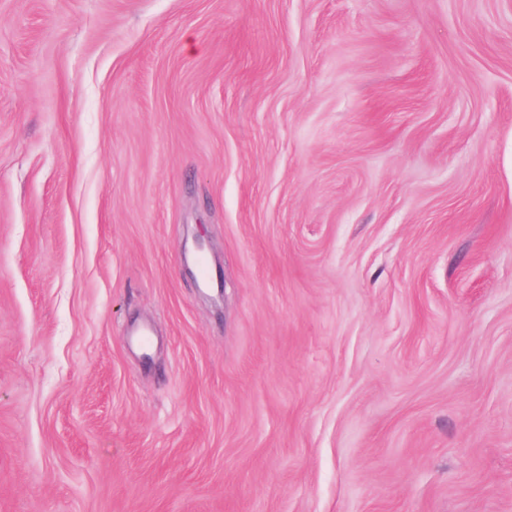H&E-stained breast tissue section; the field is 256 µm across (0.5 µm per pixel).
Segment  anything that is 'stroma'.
<instances>
[{"instance_id":"obj_1","label":"stroma","mask_w":512,"mask_h":512,"mask_svg":"<svg viewBox=\"0 0 512 512\" xmlns=\"http://www.w3.org/2000/svg\"><path fill=\"white\" fill-rule=\"evenodd\" d=\"M0 512H512V0H0Z\"/></svg>"}]
</instances>
